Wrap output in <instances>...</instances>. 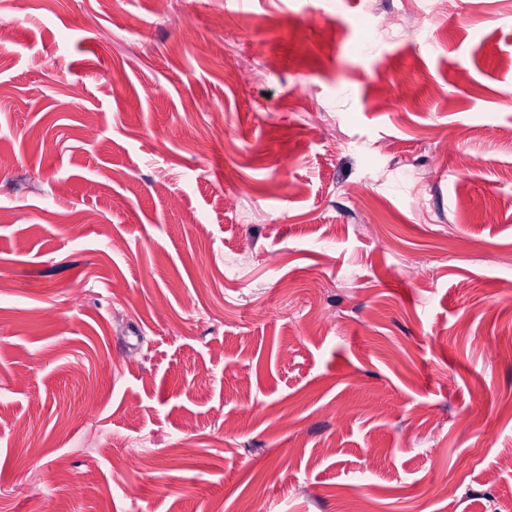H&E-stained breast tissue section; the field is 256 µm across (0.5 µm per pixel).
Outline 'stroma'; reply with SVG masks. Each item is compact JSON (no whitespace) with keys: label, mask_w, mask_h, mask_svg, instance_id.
<instances>
[{"label":"stroma","mask_w":512,"mask_h":512,"mask_svg":"<svg viewBox=\"0 0 512 512\" xmlns=\"http://www.w3.org/2000/svg\"><path fill=\"white\" fill-rule=\"evenodd\" d=\"M0 26V512H512V0Z\"/></svg>","instance_id":"obj_1"}]
</instances>
